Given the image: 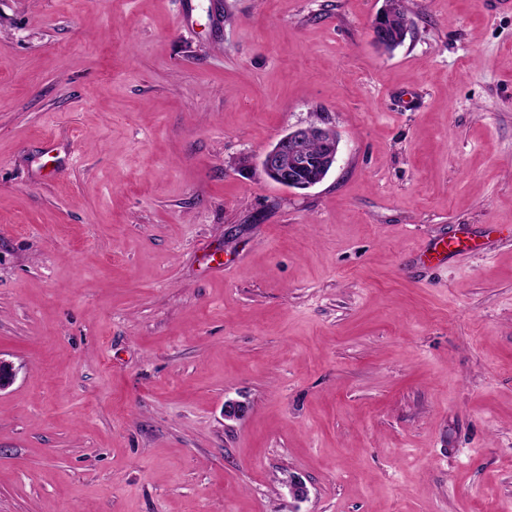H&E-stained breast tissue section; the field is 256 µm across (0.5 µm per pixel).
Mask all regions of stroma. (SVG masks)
I'll list each match as a JSON object with an SVG mask.
<instances>
[{"label": "stroma", "instance_id": "1", "mask_svg": "<svg viewBox=\"0 0 512 512\" xmlns=\"http://www.w3.org/2000/svg\"><path fill=\"white\" fill-rule=\"evenodd\" d=\"M486 2L386 51L384 0H0V512H512ZM318 117L332 172L267 178ZM311 139L318 141L305 143ZM320 150V151H319ZM339 140L334 129L325 121L289 130L261 158L264 174L288 190H307L321 183L334 168ZM319 151V152H318ZM314 173H319L314 176Z\"/></svg>", "mask_w": 512, "mask_h": 512}]
</instances>
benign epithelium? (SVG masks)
Here are the masks:
<instances>
[{
    "instance_id": "7a95c632",
    "label": "benign epithelium",
    "mask_w": 512,
    "mask_h": 512,
    "mask_svg": "<svg viewBox=\"0 0 512 512\" xmlns=\"http://www.w3.org/2000/svg\"><path fill=\"white\" fill-rule=\"evenodd\" d=\"M398 0H386V7L375 17L371 26L373 42L386 49L401 45L402 38L385 28L382 16L397 8ZM314 139L321 144L317 153L306 148ZM339 140L334 129L326 122L298 127L288 131L261 158L264 174L288 190H307L321 183L334 168Z\"/></svg>"
}]
</instances>
